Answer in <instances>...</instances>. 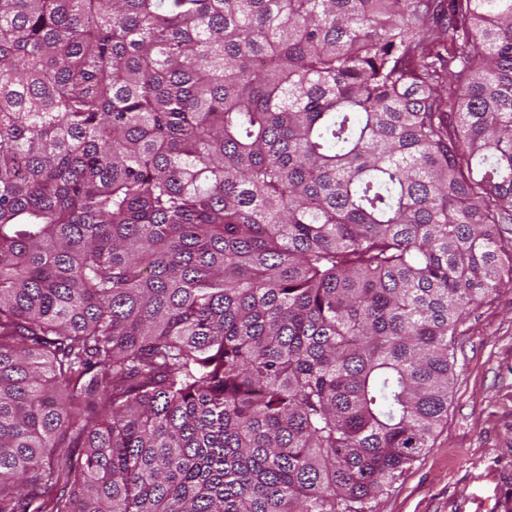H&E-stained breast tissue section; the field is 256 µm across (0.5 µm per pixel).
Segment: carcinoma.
Masks as SVG:
<instances>
[{
  "label": "carcinoma",
  "mask_w": 512,
  "mask_h": 512,
  "mask_svg": "<svg viewBox=\"0 0 512 512\" xmlns=\"http://www.w3.org/2000/svg\"><path fill=\"white\" fill-rule=\"evenodd\" d=\"M505 224L512 0H0V512H376Z\"/></svg>",
  "instance_id": "obj_1"
}]
</instances>
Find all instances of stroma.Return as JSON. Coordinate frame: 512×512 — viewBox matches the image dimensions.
Returning a JSON list of instances; mask_svg holds the SVG:
<instances>
[{"label": "stroma", "mask_w": 512, "mask_h": 512, "mask_svg": "<svg viewBox=\"0 0 512 512\" xmlns=\"http://www.w3.org/2000/svg\"><path fill=\"white\" fill-rule=\"evenodd\" d=\"M452 350L447 421L378 512H512V288L469 308Z\"/></svg>", "instance_id": "obj_1"}]
</instances>
